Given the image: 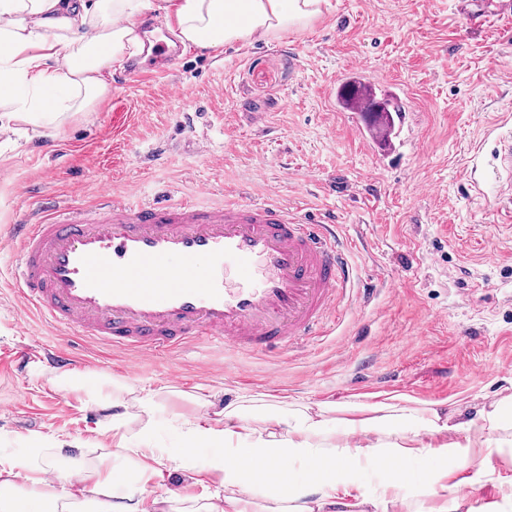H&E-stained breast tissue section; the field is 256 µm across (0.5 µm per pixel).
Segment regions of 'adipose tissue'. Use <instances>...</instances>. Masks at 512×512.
I'll use <instances>...</instances> for the list:
<instances>
[{
  "label": "adipose tissue",
  "instance_id": "1",
  "mask_svg": "<svg viewBox=\"0 0 512 512\" xmlns=\"http://www.w3.org/2000/svg\"><path fill=\"white\" fill-rule=\"evenodd\" d=\"M323 0H0V129L21 120L55 129L68 114L91 109L110 90L113 65L141 40L134 20L144 11L173 19L174 34L202 49L282 34L307 26ZM57 385L85 392L111 414L99 425L111 433L117 456L138 463L136 478L79 465L77 440L35 434L21 454L0 448V512H57L61 502H94L99 512H394L406 506L416 480L415 465L432 460L424 488L439 498L435 512H480L468 490L486 475L465 478L466 493L442 500L449 468L475 449L512 447V396L469 418L403 395L360 404H321L317 409H282L245 415L239 403L218 417L184 421L175 451L157 447V392L140 389L133 401L103 384L60 375ZM145 420L135 437L123 432L132 413ZM209 449L199 458L198 449ZM284 464L287 484L260 477L270 463ZM381 475L373 495L359 492L364 464ZM55 480H46L47 471ZM181 471L183 486L153 497L149 483ZM217 477L223 495L197 501L186 492L201 476Z\"/></svg>",
  "mask_w": 512,
  "mask_h": 512
}]
</instances>
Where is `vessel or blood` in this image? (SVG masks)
<instances>
[{
  "label": "vessel or blood",
  "instance_id": "1",
  "mask_svg": "<svg viewBox=\"0 0 512 512\" xmlns=\"http://www.w3.org/2000/svg\"><path fill=\"white\" fill-rule=\"evenodd\" d=\"M183 48L158 43L125 73L168 69ZM512 205V136L495 152ZM14 302L48 325L126 354L129 368L218 340L275 355L317 335L356 270L329 217L272 199L134 203L101 192L88 207L45 202L11 228Z\"/></svg>",
  "mask_w": 512,
  "mask_h": 512
}]
</instances>
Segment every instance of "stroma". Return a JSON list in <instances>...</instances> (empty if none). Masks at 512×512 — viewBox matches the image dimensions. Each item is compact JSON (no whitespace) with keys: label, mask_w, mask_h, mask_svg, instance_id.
Segmentation results:
<instances>
[{"label":"stroma","mask_w":512,"mask_h":512,"mask_svg":"<svg viewBox=\"0 0 512 512\" xmlns=\"http://www.w3.org/2000/svg\"><path fill=\"white\" fill-rule=\"evenodd\" d=\"M360 64L369 84L405 108L390 147L371 143L358 113L331 83ZM114 65L109 96L52 135L26 123L0 131V430L78 439L91 468L125 471L112 437L96 431L104 409L57 388L40 357L8 354L42 342L70 345L72 374L155 389L173 428L208 405L261 399L270 407L358 403L378 394L445 402L467 412L512 395V222L501 209L492 157L512 135V19L478 23L455 0H328L306 29L197 50L171 69L127 78ZM198 115L209 154L184 125ZM129 200L170 190L205 203L275 195L292 211L334 217L367 303L343 302L334 329L307 354L270 360L218 341L161 354L128 372L119 353L64 336L13 306L16 248L9 227L41 195L85 206L101 185ZM512 478V454L469 457ZM491 485L474 490L495 512Z\"/></svg>","instance_id":"obj_1"}]
</instances>
